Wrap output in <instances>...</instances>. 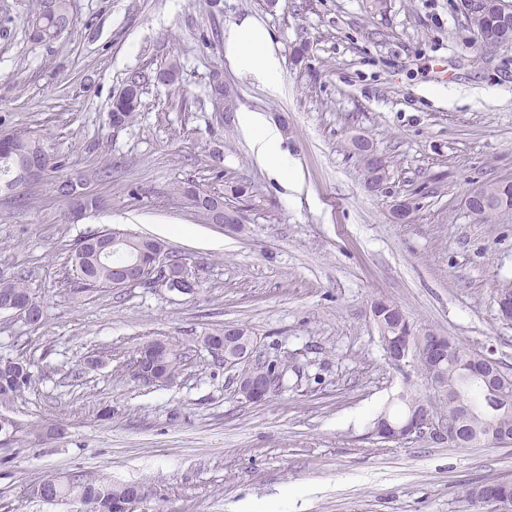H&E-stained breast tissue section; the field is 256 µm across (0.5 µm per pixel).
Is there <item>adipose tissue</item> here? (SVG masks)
<instances>
[{
	"mask_svg": "<svg viewBox=\"0 0 512 512\" xmlns=\"http://www.w3.org/2000/svg\"><path fill=\"white\" fill-rule=\"evenodd\" d=\"M224 45L227 57L240 71L270 91H277L280 61L265 29L249 20L231 25ZM241 128L260 164L276 168L285 179L295 180L296 172L280 150L282 131L277 124L262 113L245 112L241 115Z\"/></svg>",
	"mask_w": 512,
	"mask_h": 512,
	"instance_id": "adipose-tissue-1",
	"label": "adipose tissue"
}]
</instances>
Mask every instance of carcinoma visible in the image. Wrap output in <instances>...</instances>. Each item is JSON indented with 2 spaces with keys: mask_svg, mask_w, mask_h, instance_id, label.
<instances>
[{
  "mask_svg": "<svg viewBox=\"0 0 512 512\" xmlns=\"http://www.w3.org/2000/svg\"><path fill=\"white\" fill-rule=\"evenodd\" d=\"M73 24L71 0H40L38 10L31 19V38L50 42L60 37ZM475 27L480 29L481 42L504 44L512 42V23H502L496 12ZM142 85L131 79L123 91L112 102V113L116 122L128 125L133 122L141 103ZM14 143L8 147L0 142V186L10 181L16 168L35 157L44 160L46 167L60 170L63 164L53 160L44 145L43 138L34 131H19L13 134ZM504 208L512 209V184H497L485 187V197L470 201V213L487 221ZM103 243L92 234L78 240L70 254L73 286L84 292L110 288L112 268L123 265L141 255L167 252L160 241L138 236H127L111 255L98 258ZM14 297L34 300L26 287L25 278L19 276L0 281V303ZM378 318L374 319L381 343L386 345L400 339L410 342L416 349L411 367L425 377L434 373L446 381L447 386L461 387L462 400L448 401V390H442L440 397L430 401L413 393H406L398 402L395 412L384 411L381 416L397 423L409 414L419 413L422 404H427L438 416L455 414L459 424L470 440V445H491L497 435L512 432V373L498 369L499 376L492 381L485 379L486 372L477 367V353L465 350L455 340L442 341L438 349L431 350L433 333L416 335L409 329L403 311L387 303H379ZM148 345L156 348L160 374L175 379L182 372L184 353L165 340H153ZM27 367L24 360L15 358L8 366H0V405H7L30 387L32 376H20V369ZM45 484L64 500L72 496L71 486L66 479L52 476ZM117 486L108 483H84V496L94 500L97 512H112V493ZM465 501L473 507L490 508V512H512V488L493 486L488 481L467 485L462 491Z\"/></svg>",
  "mask_w": 512,
  "mask_h": 512,
  "instance_id": "obj_1",
  "label": "carcinoma"
}]
</instances>
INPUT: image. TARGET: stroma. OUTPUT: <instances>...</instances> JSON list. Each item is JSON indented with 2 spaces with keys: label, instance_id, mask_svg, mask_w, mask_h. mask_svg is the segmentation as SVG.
Returning <instances> with one entry per match:
<instances>
[{
  "label": "stroma",
  "instance_id": "1",
  "mask_svg": "<svg viewBox=\"0 0 512 512\" xmlns=\"http://www.w3.org/2000/svg\"><path fill=\"white\" fill-rule=\"evenodd\" d=\"M58 39H31L38 0H0V131H37L99 208L74 217L56 172L0 194V280L25 277L40 323L0 313V358L26 360L31 388L0 412L20 431L0 444V512H85L33 493L47 476L141 483L145 512H474L471 482L512 476V445L460 448L421 436L383 443L374 419L416 371L391 364L371 307L398 305L417 334L450 336L512 372V325L497 288L512 282V212L476 220L474 189L512 182V46L484 48L459 0H71ZM249 19L281 60L270 92L227 58L224 33ZM176 83L158 80L170 62ZM236 93L231 117L214 73ZM143 86L134 121L114 98ZM281 124L298 179L260 165L242 112ZM385 164L378 191L352 152ZM229 191L245 230L212 228L183 192ZM411 200L408 222L392 215ZM118 227L193 266L192 294L128 287L79 292L68 250ZM252 332L266 361H288L261 403L237 369L200 344L210 328ZM169 341L187 356L166 386L139 381L136 351ZM33 425L58 426L35 439Z\"/></svg>",
  "mask_w": 512,
  "mask_h": 512
}]
</instances>
